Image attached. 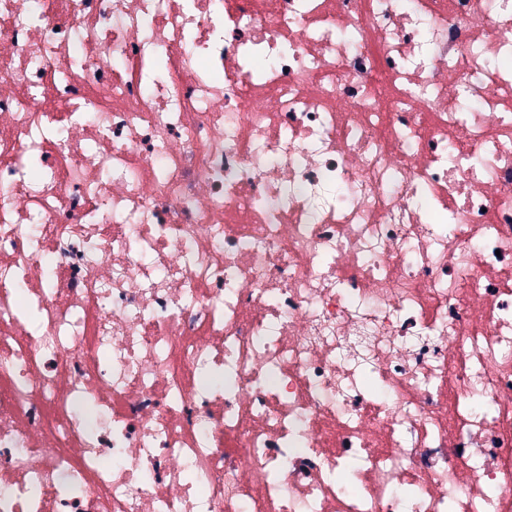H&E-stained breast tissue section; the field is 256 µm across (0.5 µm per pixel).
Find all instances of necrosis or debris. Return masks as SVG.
<instances>
[{
  "mask_svg": "<svg viewBox=\"0 0 512 512\" xmlns=\"http://www.w3.org/2000/svg\"><path fill=\"white\" fill-rule=\"evenodd\" d=\"M0 512H512V0H0Z\"/></svg>",
  "mask_w": 512,
  "mask_h": 512,
  "instance_id": "1",
  "label": "necrosis or debris"
}]
</instances>
